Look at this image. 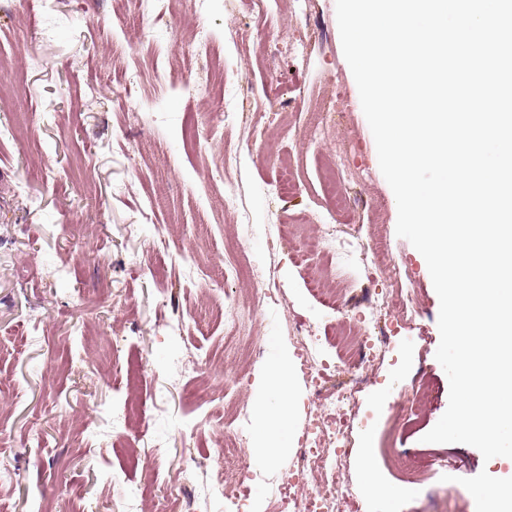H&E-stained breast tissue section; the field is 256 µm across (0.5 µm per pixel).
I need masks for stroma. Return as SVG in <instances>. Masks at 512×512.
<instances>
[{
  "mask_svg": "<svg viewBox=\"0 0 512 512\" xmlns=\"http://www.w3.org/2000/svg\"><path fill=\"white\" fill-rule=\"evenodd\" d=\"M146 27L156 39L142 44ZM202 28L223 80L187 40ZM116 60L125 76L104 84ZM174 72L190 73V85ZM0 77L23 84L0 99V125L15 129L0 139V470L11 474L0 481V512H183L189 501L220 512L201 489L240 457L258 474L244 512H275V483L295 471L311 410L297 331L330 339L347 321L389 338L344 416L352 454L338 491L351 512H474L477 492L512 468L467 444L424 440L449 398L435 357L440 303L422 255L396 234L336 0H307L302 18L291 0H187L173 19L163 0L141 17L116 0H0ZM243 79L232 112L213 121L214 101ZM331 89L349 110L319 131L313 115ZM349 129L359 151L345 179L357 201L346 223L330 212L323 171ZM269 137L289 176L262 151ZM228 151L237 155L229 174ZM292 224L361 238L333 279L337 300L353 303L347 314L312 288L326 256L299 254L298 240L279 236ZM381 244L409 270L389 289L401 325L364 316L381 285L367 255ZM233 259L254 267L257 282L227 276ZM231 299L256 314L259 351L247 367L224 345ZM283 357L297 403L286 448L270 462L259 453L263 388ZM131 362L143 413L127 428L112 410ZM420 386L428 399L414 415L397 395ZM228 435L240 446L225 459ZM451 455L459 466H446ZM402 464L420 465L418 485L404 483ZM373 478L401 496L373 494Z\"/></svg>",
  "mask_w": 512,
  "mask_h": 512,
  "instance_id": "35a3bbf8",
  "label": "stroma"
}]
</instances>
